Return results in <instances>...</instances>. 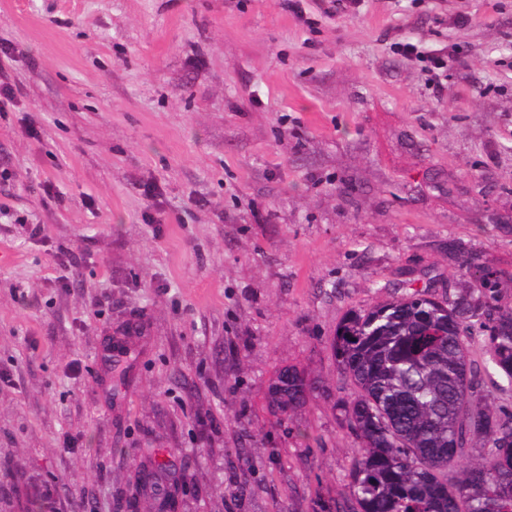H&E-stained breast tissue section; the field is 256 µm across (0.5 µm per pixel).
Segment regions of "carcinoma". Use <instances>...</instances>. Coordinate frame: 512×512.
Listing matches in <instances>:
<instances>
[{"label": "carcinoma", "mask_w": 512, "mask_h": 512, "mask_svg": "<svg viewBox=\"0 0 512 512\" xmlns=\"http://www.w3.org/2000/svg\"><path fill=\"white\" fill-rule=\"evenodd\" d=\"M480 283L452 300L429 288L350 311L332 351L353 397L341 404L359 440L336 512H512V414L483 393L470 360V328L497 291ZM492 383L512 387V305L488 326ZM321 381L294 367L280 371L268 405L289 415Z\"/></svg>", "instance_id": "1"}]
</instances>
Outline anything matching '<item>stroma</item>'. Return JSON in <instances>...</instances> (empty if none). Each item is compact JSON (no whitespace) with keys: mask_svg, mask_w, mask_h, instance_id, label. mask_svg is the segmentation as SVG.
<instances>
[{"mask_svg":"<svg viewBox=\"0 0 512 512\" xmlns=\"http://www.w3.org/2000/svg\"><path fill=\"white\" fill-rule=\"evenodd\" d=\"M306 12L0 0V512H148L142 469L174 512H320L372 281L451 299L471 257L512 302V0ZM287 365L327 392L284 418ZM4 60H10V49L0 44V112H6L13 105L16 91L7 77Z\"/></svg>","mask_w":512,"mask_h":512,"instance_id":"obj_1","label":"stroma"}]
</instances>
